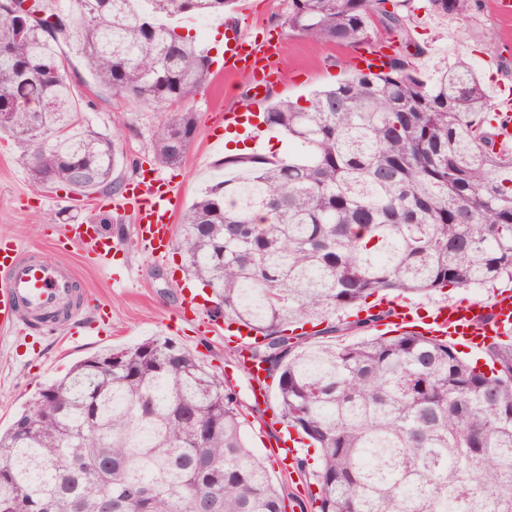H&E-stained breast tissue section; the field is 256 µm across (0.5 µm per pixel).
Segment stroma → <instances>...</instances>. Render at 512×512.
Listing matches in <instances>:
<instances>
[{"label":"stroma","mask_w":512,"mask_h":512,"mask_svg":"<svg viewBox=\"0 0 512 512\" xmlns=\"http://www.w3.org/2000/svg\"><path fill=\"white\" fill-rule=\"evenodd\" d=\"M491 2L480 0L472 18L463 22L436 16L427 0H414L409 30L426 49L425 54L414 58L416 68L427 73L434 64L463 58L480 78L488 80L490 88L501 84L512 87V21L500 19ZM287 10L288 0H236L231 11L251 36L280 44L287 74L269 87L275 101L295 100L311 90L336 85L353 70L352 46L317 44L286 31L281 19ZM223 33L222 26H213L204 42L213 60L211 75L187 103L197 116V135L182 163L172 167L155 161L152 142L157 126L173 113V106L149 107L121 95L92 94L85 85L90 74L75 42L60 44L79 78L77 107L95 130L118 136L117 177L127 181L140 169L154 170L178 193L175 213L179 216L218 174L217 164L223 160L226 147L224 112L260 114L267 107L266 102L251 100L248 77H226ZM112 202V196L101 193L82 196L60 187L34 186L19 152L10 141L0 138V235L12 236L49 258L64 257L78 274L80 292L88 300L104 304L112 326L111 335L89 336L78 342L63 326L52 336L27 331L0 338V427H8L28 399L75 362L149 337H169L232 382L247 415L246 440L282 487L286 512H313L305 477L293 460L281 459L275 453L288 432L274 397L255 403L248 375L228 352L229 332L205 333L195 314L186 310L182 286L188 276L181 253L174 247L164 255L151 253L137 233L136 204L117 211ZM109 214L115 222L109 225L107 235L117 245L111 269L95 263L91 245H72L59 251L57 228L94 224Z\"/></svg>","instance_id":"35a3bbf8"}]
</instances>
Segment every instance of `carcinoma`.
Segmentation results:
<instances>
[{
    "label": "carcinoma",
    "instance_id": "obj_1",
    "mask_svg": "<svg viewBox=\"0 0 512 512\" xmlns=\"http://www.w3.org/2000/svg\"><path fill=\"white\" fill-rule=\"evenodd\" d=\"M34 0L23 28L0 0V134L32 183L118 192L116 137L84 123L69 61L75 39L93 83L143 104L195 97L211 59L158 18L226 21L233 0ZM461 21L479 0H428ZM413 0H288L282 28L359 45L379 26L403 51L303 101H278L266 126L288 154L224 157L226 178L184 214L178 248L214 292L212 320L263 337L239 356L269 364L280 417L313 448L314 512H512V341L488 346L489 371L448 340L374 333L390 315L335 324L382 292L426 294L512 280V153L496 150L493 104L460 59L420 72ZM195 113L153 138L177 165ZM310 324L313 333H296ZM362 331L354 342L319 335ZM89 357L46 384L0 432V512H284L283 493L245 440L234 387L169 337ZM141 496L128 506L126 491Z\"/></svg>",
    "mask_w": 512,
    "mask_h": 512
}]
</instances>
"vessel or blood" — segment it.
<instances>
[{
  "label": "vessel or blood",
  "instance_id": "obj_1",
  "mask_svg": "<svg viewBox=\"0 0 512 512\" xmlns=\"http://www.w3.org/2000/svg\"><path fill=\"white\" fill-rule=\"evenodd\" d=\"M277 54L275 44L246 37L239 23L225 25V69L252 73L254 101H262L271 82L281 76ZM494 117L498 148L512 151V96L499 97ZM124 197L137 205L138 233L151 252H166L173 243V189L162 179L143 175L128 184ZM74 301V279L62 263L22 247L12 237H0L1 334L46 327L50 317L65 310L76 326L99 329V321L82 317ZM393 309L395 326L443 336L458 344L484 347L512 332L511 290L497 292L486 302H448L424 310L401 302Z\"/></svg>",
  "mask_w": 512,
  "mask_h": 512
}]
</instances>
